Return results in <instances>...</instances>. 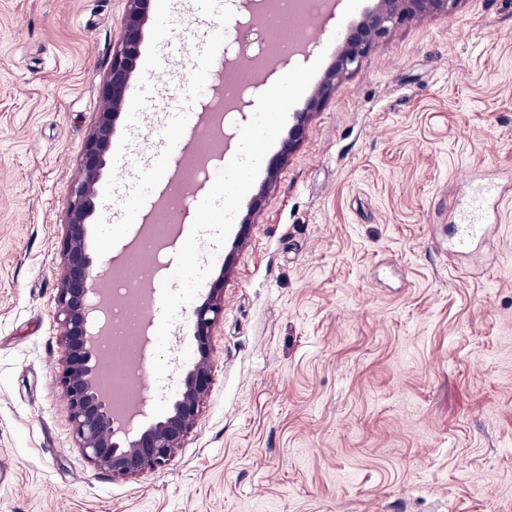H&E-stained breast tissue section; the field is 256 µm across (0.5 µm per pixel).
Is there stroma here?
Returning a JSON list of instances; mask_svg holds the SVG:
<instances>
[{
    "instance_id": "stroma-1",
    "label": "stroma",
    "mask_w": 512,
    "mask_h": 512,
    "mask_svg": "<svg viewBox=\"0 0 512 512\" xmlns=\"http://www.w3.org/2000/svg\"><path fill=\"white\" fill-rule=\"evenodd\" d=\"M374 0H336L299 65L324 77ZM126 0H0V512H512V0H460L392 30L339 79L275 182L259 170L198 292L224 284L212 384L168 465L118 479L78 447L60 383L63 224ZM89 219L97 275L161 201L154 164L180 113L209 115L200 51L231 0L151 11ZM244 93L179 216L192 224ZM486 183L488 243L448 234ZM138 393L164 417L194 348Z\"/></svg>"
}]
</instances>
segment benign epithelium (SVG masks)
Instances as JSON below:
<instances>
[{
    "label": "benign epithelium",
    "mask_w": 512,
    "mask_h": 512,
    "mask_svg": "<svg viewBox=\"0 0 512 512\" xmlns=\"http://www.w3.org/2000/svg\"><path fill=\"white\" fill-rule=\"evenodd\" d=\"M458 0H377L357 29L340 45L336 63L316 86L305 111L281 154L270 162L267 184H272L288 156L300 143L314 113L336 93L342 75L348 73L392 29L418 17L448 13ZM151 0H126V12L112 68L103 83L106 109L99 113L94 130L82 154L80 176L73 186L62 240L64 268L57 304L64 347L61 384L73 434L84 455L97 469L112 476L132 478L147 470L166 466L194 427L212 374L209 339L224 314V289L214 288L192 311L195 356L183 377L171 410L161 420L131 438L132 427L119 429L112 422V408L95 384L97 362V314L90 297L95 291V274L88 253L87 220L95 209L101 188L102 170L115 121L121 115L133 74L140 57L144 31L150 20ZM252 30L237 29L239 56L246 57L262 38H251Z\"/></svg>",
    "instance_id": "1"
}]
</instances>
